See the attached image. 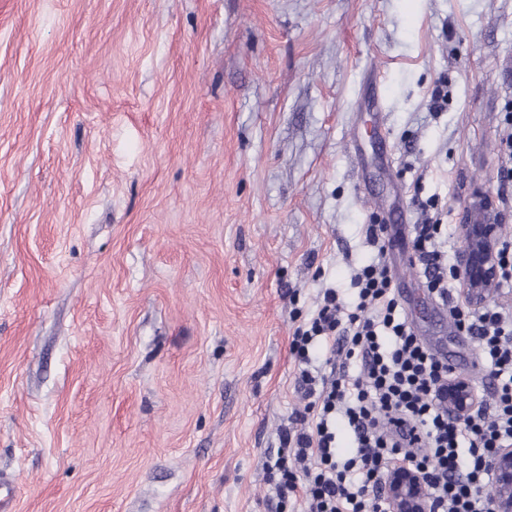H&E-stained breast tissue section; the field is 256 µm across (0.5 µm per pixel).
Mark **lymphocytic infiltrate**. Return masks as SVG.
Wrapping results in <instances>:
<instances>
[{"mask_svg":"<svg viewBox=\"0 0 512 512\" xmlns=\"http://www.w3.org/2000/svg\"><path fill=\"white\" fill-rule=\"evenodd\" d=\"M446 235V225L425 220L414 227L413 251L428 293L447 306L457 331L477 342L490 396L465 419L449 415L441 395L448 365L417 336L392 290L384 225H368L377 257L355 272L354 302L324 289L312 317L293 333L308 424L280 435L269 476L277 512L296 505L304 512H387L378 489L395 461L422 472L431 512H495L491 459L512 447V312L496 303L473 311L455 299ZM323 342L359 362L355 379L311 371L310 352ZM340 423L352 436L346 453L336 443Z\"/></svg>","mask_w":512,"mask_h":512,"instance_id":"lymphocytic-infiltrate-1","label":"lymphocytic infiltrate"}]
</instances>
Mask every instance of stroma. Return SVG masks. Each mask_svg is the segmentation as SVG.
Wrapping results in <instances>:
<instances>
[{"mask_svg":"<svg viewBox=\"0 0 512 512\" xmlns=\"http://www.w3.org/2000/svg\"><path fill=\"white\" fill-rule=\"evenodd\" d=\"M509 60L512 0H0L12 512H275L292 334L322 289L352 302L368 225L416 334L477 352L402 261L417 195L449 256L479 185L512 236ZM363 102L368 112H375V121L372 124L370 138L385 142L389 137V132L379 118V112L383 111V100L376 85L369 92H365ZM504 121L508 125V132L499 141V156L502 159L500 174L503 181H509L512 178V100L504 104ZM509 165V166H508Z\"/></svg>","mask_w":512,"mask_h":512,"instance_id":"35a3bbf8","label":"stroma"}]
</instances>
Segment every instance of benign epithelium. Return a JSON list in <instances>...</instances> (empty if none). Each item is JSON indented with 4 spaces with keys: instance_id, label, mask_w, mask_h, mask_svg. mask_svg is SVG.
<instances>
[{
    "instance_id": "7a95c632",
    "label": "benign epithelium",
    "mask_w": 512,
    "mask_h": 512,
    "mask_svg": "<svg viewBox=\"0 0 512 512\" xmlns=\"http://www.w3.org/2000/svg\"><path fill=\"white\" fill-rule=\"evenodd\" d=\"M500 215L493 199L475 188L458 225L463 240L455 260L461 301L471 309L481 307L498 280L497 249L501 238ZM448 413L463 418L479 404L476 389L464 376L448 379L444 389ZM497 487V512H512V447L498 449L491 462ZM380 495L388 512H430V501L421 473L401 462L393 463L384 477Z\"/></svg>"
}]
</instances>
